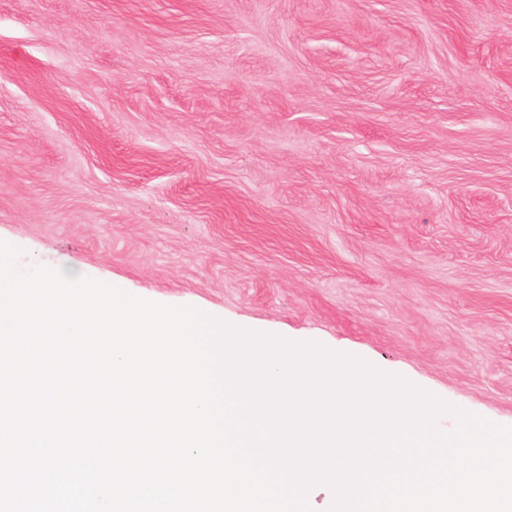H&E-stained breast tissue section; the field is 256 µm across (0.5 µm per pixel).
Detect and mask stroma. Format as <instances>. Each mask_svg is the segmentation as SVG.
I'll return each instance as SVG.
<instances>
[{
  "label": "stroma",
  "mask_w": 512,
  "mask_h": 512,
  "mask_svg": "<svg viewBox=\"0 0 512 512\" xmlns=\"http://www.w3.org/2000/svg\"><path fill=\"white\" fill-rule=\"evenodd\" d=\"M0 239L512 425V0H0Z\"/></svg>",
  "instance_id": "35a3bbf8"
}]
</instances>
